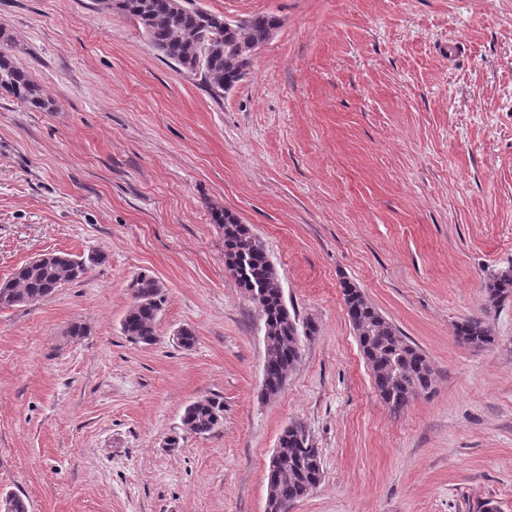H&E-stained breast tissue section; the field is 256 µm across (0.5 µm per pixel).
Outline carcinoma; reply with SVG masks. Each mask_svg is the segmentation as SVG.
I'll return each mask as SVG.
<instances>
[{"label": "carcinoma", "mask_w": 512, "mask_h": 512, "mask_svg": "<svg viewBox=\"0 0 512 512\" xmlns=\"http://www.w3.org/2000/svg\"><path fill=\"white\" fill-rule=\"evenodd\" d=\"M118 14L133 18L164 57L192 74H200L206 88L219 96L238 83L252 63L250 51L259 49L268 33L279 26L270 14H257L243 24H233L224 15L198 9L192 0H121ZM0 94L34 108L47 110L49 102L29 73L0 54ZM212 223L224 233V256L236 272L240 287L264 316V363L270 394L280 392L300 358V332L296 317L284 308L277 270L263 258L264 245L233 213L215 209ZM98 260L74 258L67 263L48 259L38 268L23 264L12 277L0 283V308L35 305L58 288L82 278L87 263ZM132 302L122 320L125 336L143 343L157 341V322L165 298L157 277L140 273L130 283ZM488 301L498 304L512 295V269L495 274L485 286ZM347 316L364 358L372 371L381 399L394 411L406 407L432 385V371L422 350L381 314L352 283L343 282ZM466 344L493 347L497 343L485 317H469L455 325ZM224 421V401L206 397L189 404L182 416L187 434L207 436ZM275 455L279 470L274 479V500L287 506L306 497L323 474L318 449L304 427L288 426L279 437Z\"/></svg>", "instance_id": "obj_1"}]
</instances>
